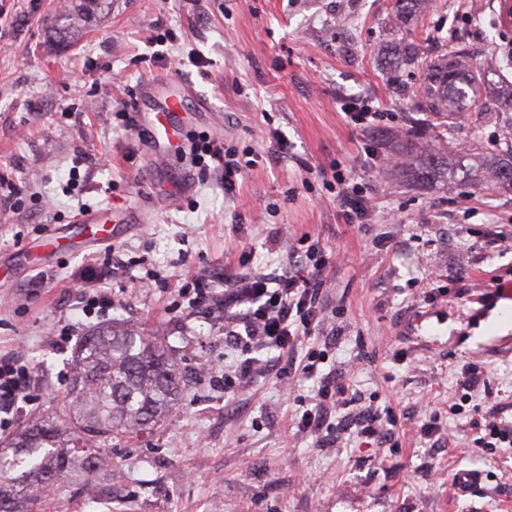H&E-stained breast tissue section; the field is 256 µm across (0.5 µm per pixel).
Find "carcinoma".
<instances>
[{
	"label": "carcinoma",
	"mask_w": 512,
	"mask_h": 512,
	"mask_svg": "<svg viewBox=\"0 0 512 512\" xmlns=\"http://www.w3.org/2000/svg\"><path fill=\"white\" fill-rule=\"evenodd\" d=\"M106 0H68L49 29L74 44L102 13ZM484 76L458 52L444 55L425 76L422 98L439 118L484 112ZM490 180L512 191V148ZM73 377L60 410L20 431L0 452V512H39L45 490L97 469L101 443L131 439L166 418L186 384L157 336L123 322L88 331L72 356Z\"/></svg>",
	"instance_id": "cac0c4a2"
}]
</instances>
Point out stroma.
Masks as SVG:
<instances>
[{
  "mask_svg": "<svg viewBox=\"0 0 512 512\" xmlns=\"http://www.w3.org/2000/svg\"><path fill=\"white\" fill-rule=\"evenodd\" d=\"M64 0H0V354L34 366L9 441L53 413L72 375L75 340L122 320L159 336L187 393L137 440L112 441L92 481L48 494L45 512H512V447L480 450L492 411L512 419V191L474 188L512 143V112L460 113L455 129L411 105L420 69L389 66L393 45L426 62L449 50L494 72L512 30L493 40L500 0H426L395 19L396 0H112L83 38L60 48L46 23ZM170 34L158 42L160 34ZM170 76L205 96L215 121L185 114L189 142L221 134L239 157L270 155L271 130L295 155L261 163L225 191L216 161L157 163L146 134L127 125L144 85ZM373 100L375 132L349 125L338 100ZM449 168L421 180L430 152ZM374 200L364 224L347 221L329 186L332 164ZM143 208L107 243L78 238L82 211ZM56 249L42 248L45 231ZM337 255L323 276L325 322L303 350H326L312 379L283 387L256 375L226 389L208 369L235 363L224 312L184 307L177 277L223 293L242 248L261 268L288 258L292 239ZM119 252L125 265L106 258ZM436 269L445 290L422 280ZM104 285L109 309L83 312L73 286ZM335 333L336 343L323 340ZM72 335L65 346L56 337ZM485 388L468 389L463 367ZM344 373L351 403L332 421L391 409L386 445L355 431L303 434L319 375ZM438 429L422 436V424ZM462 470L481 479L458 491Z\"/></svg>",
  "mask_w": 512,
  "mask_h": 512,
  "instance_id": "stroma-1",
  "label": "stroma"
}]
</instances>
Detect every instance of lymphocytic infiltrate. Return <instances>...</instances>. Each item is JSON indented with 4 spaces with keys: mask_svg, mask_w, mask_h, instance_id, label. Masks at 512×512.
Returning <instances> with one entry per match:
<instances>
[{
    "mask_svg": "<svg viewBox=\"0 0 512 512\" xmlns=\"http://www.w3.org/2000/svg\"><path fill=\"white\" fill-rule=\"evenodd\" d=\"M224 165V187L233 189L244 165L235 150L224 146L221 137H213L194 150L195 165L205 159ZM336 198L348 218L361 224L372 210V203L350 175L334 169ZM331 257L315 246L293 245L287 262L271 273L242 274L225 279L224 339L233 349L245 352V360L224 369L225 382L250 379L255 367L253 351L273 349L274 360L266 361L263 371L277 379L307 377L317 371L323 353L299 354L305 336L324 320L320 302L322 276ZM32 371L27 363L13 358H0V431L12 427V415L27 402V387Z\"/></svg>",
    "mask_w": 512,
    "mask_h": 512,
    "instance_id": "obj_1",
    "label": "lymphocytic infiltrate"
}]
</instances>
